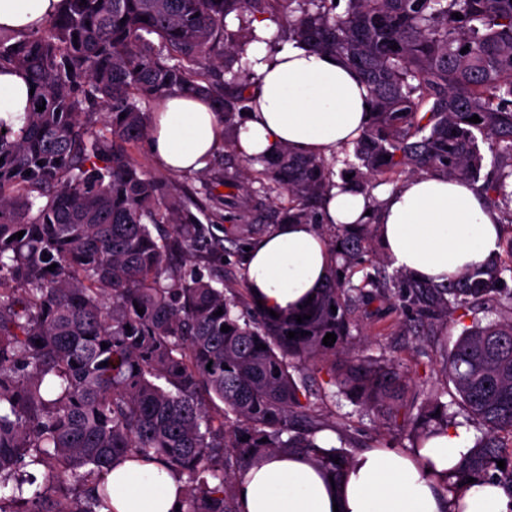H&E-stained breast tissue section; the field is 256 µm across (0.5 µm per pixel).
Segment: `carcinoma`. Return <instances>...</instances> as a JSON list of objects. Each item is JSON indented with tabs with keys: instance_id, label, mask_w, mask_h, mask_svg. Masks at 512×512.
I'll list each match as a JSON object with an SVG mask.
<instances>
[{
	"instance_id": "cac0c4a2",
	"label": "carcinoma",
	"mask_w": 512,
	"mask_h": 512,
	"mask_svg": "<svg viewBox=\"0 0 512 512\" xmlns=\"http://www.w3.org/2000/svg\"><path fill=\"white\" fill-rule=\"evenodd\" d=\"M64 4L35 31L0 33V71L35 88L24 125H0V486L13 484L0 512H113L105 475L123 458L177 476L181 512H238V478L268 454H302L336 478L349 454L317 439L311 394L292 375L320 362L328 384L376 416L402 419L414 449L461 413L478 422L481 436L446 491L482 477L512 493V449L501 440L512 438V236L500 241L508 260L498 255L434 286L369 258L373 220L338 229L330 282L275 318L186 275L181 256L206 238L204 205L168 193L133 156L151 119L142 105L156 110L175 92L210 99L236 137L255 77L233 69V53L256 39V19L283 17L289 41L341 56L372 97L365 130L341 146V180L368 195L403 175L462 178L512 228V0ZM212 66L230 80L213 77ZM474 115L480 122L468 121ZM251 162L261 165L249 169L253 179L288 195L278 223H321L330 164L286 149ZM201 176L200 194L219 205L217 188L236 174L207 167ZM160 224L168 234L154 235ZM391 301L431 327L479 305L498 314L447 349L451 400L433 391L418 406L405 397L406 368L351 353L359 317ZM26 467L45 473V489H25L35 478Z\"/></svg>"
}]
</instances>
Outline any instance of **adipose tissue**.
<instances>
[{"label":"adipose tissue","instance_id":"ef3b65f1","mask_svg":"<svg viewBox=\"0 0 512 512\" xmlns=\"http://www.w3.org/2000/svg\"><path fill=\"white\" fill-rule=\"evenodd\" d=\"M62 7V0H0V30H37ZM272 20L254 23L249 46L256 85L243 116L234 150L247 158L269 157L282 149L326 160L360 136L370 113L369 90L338 57L302 45L270 48ZM30 88L21 73L0 71V122L22 126ZM224 125L199 96L168 97L150 120L149 148L174 173L204 169L222 147ZM378 200V242L393 264L415 279L437 285L465 268L485 263L499 251V215L467 181L440 174L410 177L374 197L346 186H331L323 220L334 226L362 221ZM248 286L272 310L301 307L327 282L331 252L310 224H279L255 241L246 256ZM465 433L451 429L424 448H371L352 456L337 480L301 454L256 460L239 477V512H512V493L478 479L459 495L444 490L448 470L468 452ZM113 512H176L184 498L181 482L154 463L120 461L109 470Z\"/></svg>","mask_w":512,"mask_h":512}]
</instances>
